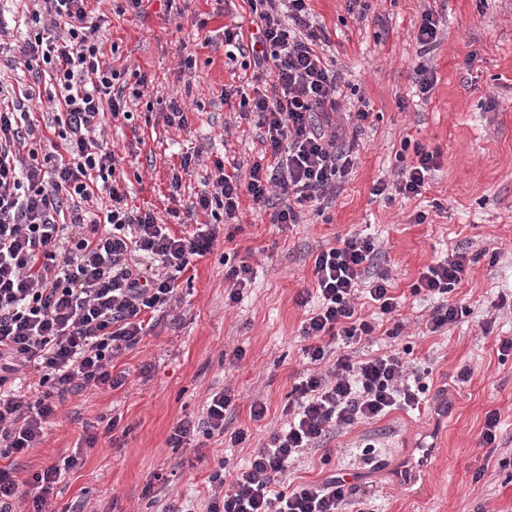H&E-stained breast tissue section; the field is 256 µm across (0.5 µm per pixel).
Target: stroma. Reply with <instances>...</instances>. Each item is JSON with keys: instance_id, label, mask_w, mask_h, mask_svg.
Instances as JSON below:
<instances>
[{"instance_id": "stroma-1", "label": "stroma", "mask_w": 512, "mask_h": 512, "mask_svg": "<svg viewBox=\"0 0 512 512\" xmlns=\"http://www.w3.org/2000/svg\"><path fill=\"white\" fill-rule=\"evenodd\" d=\"M347 4L309 0L311 18L329 40V64L374 113L357 135L353 168L325 208L305 209L296 224L272 223L268 209L243 200L237 220L222 227L233 241L195 261L172 318L115 359L125 385L68 398L49 421L43 443L13 457L25 478L62 456H77V466L49 496L50 512L77 504L82 512H157L158 473L172 475L171 491L204 512L217 461L240 467L284 421L293 387L308 369L298 294L314 286V254L355 233L378 247L404 327L391 338L394 322L383 321L348 353L360 359L407 350L408 361L432 368L427 405L331 435V457L306 451L290 468L286 486L335 472L351 476L362 512H512V352L498 350L500 338L512 337V307L506 305L512 300V0H370L358 19ZM427 9L444 28L442 40L423 50L416 32ZM249 15L247 0L219 6L189 0L181 17L150 0L144 13L111 16L107 37L118 47L109 58L112 67L147 73L146 99L172 91L189 107L184 131L147 121L144 102L133 106L132 120L106 126L109 147L129 157L130 204L164 209L170 168L184 149L202 151L200 168L183 179L186 202L200 192L215 157L240 162L245 171L257 160L255 128L224 103L225 87L241 85L244 72L227 58L222 29ZM200 18L207 21L202 30L194 25ZM472 52L477 58L469 66L465 59ZM188 53L196 59L189 70L180 65ZM420 64L438 79L426 100L412 82ZM407 138L441 151L429 189L410 200L373 198L377 180L396 175ZM420 213L425 219L419 223ZM455 249L467 252L471 264L448 299L467 312L447 334H431L425 321L434 300L412 286L423 268ZM243 259L253 266L254 280L231 303L225 265ZM146 364L152 367L147 374L141 371ZM222 387L235 395L226 429L249 430V440L169 447L176 421L201 416L210 393ZM442 395L454 408L441 419L431 403ZM256 399L268 408L257 422L250 417ZM493 412L500 424L494 444L486 445L481 434ZM428 430L439 437L435 458L415 484L398 485L387 464ZM89 433L97 437L91 448L83 443Z\"/></svg>"}]
</instances>
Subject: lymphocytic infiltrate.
<instances>
[{"mask_svg":"<svg viewBox=\"0 0 512 512\" xmlns=\"http://www.w3.org/2000/svg\"><path fill=\"white\" fill-rule=\"evenodd\" d=\"M20 48L34 79L49 75L62 106L46 141L34 140V90L15 95L0 86V449L17 454L38 447L59 404L89 388L118 389L126 376L112 362L133 350L177 300L179 281L194 260L213 252L220 226L235 219L242 197L271 209L275 224L299 221L298 206L322 207L353 167L354 140L372 112L367 103L342 111L341 80L320 50L323 32L309 19L307 0H248L255 30L224 29L237 50L245 85L225 91L262 131L260 161L248 177L215 159L210 186L178 205L182 178L198 165L186 152L169 178V208L130 206L123 159L96 132L108 121L131 120L129 98H141L147 74L126 85L123 71L104 59L106 15L88 0H30ZM412 162L396 179L378 181L373 195H422L439 168V149L413 145ZM69 221H61L63 210ZM184 225L172 232L171 223ZM378 250L358 234L338 239L314 257L315 287L302 291L307 314L302 349L315 372L305 374L287 405L288 420L255 448L235 473L216 465L208 476L206 512H348L353 490L343 475L285 491L290 467L323 439L400 408H419L431 367L410 365L390 351L354 360L345 349L371 335L375 323L358 312V295L380 314L400 303L387 271L374 267ZM466 252L427 266L414 292L436 297L429 332L447 333L461 312L446 296L469 268ZM33 369L27 386L19 373ZM230 390L211 393L199 418H182L167 443L178 448L199 437L246 441L227 431ZM78 463L68 455L20 482L12 465L0 466V512H46L47 496Z\"/></svg>","mask_w":512,"mask_h":512,"instance_id":"lymphocytic-infiltrate-1","label":"lymphocytic infiltrate"}]
</instances>
